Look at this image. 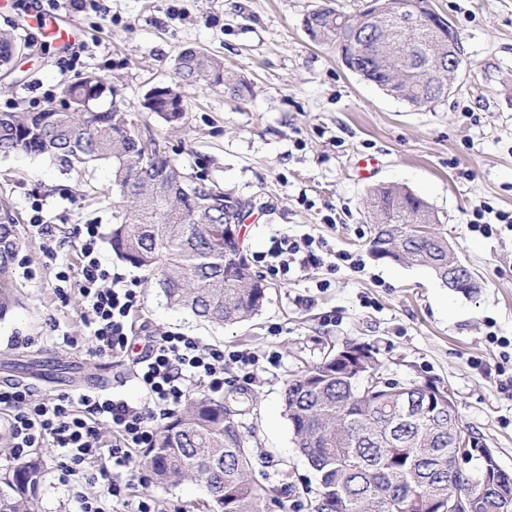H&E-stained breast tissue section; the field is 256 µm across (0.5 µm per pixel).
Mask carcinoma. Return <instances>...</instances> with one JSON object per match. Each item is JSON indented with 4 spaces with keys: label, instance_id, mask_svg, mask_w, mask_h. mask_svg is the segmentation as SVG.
<instances>
[{
    "label": "carcinoma",
    "instance_id": "1",
    "mask_svg": "<svg viewBox=\"0 0 512 512\" xmlns=\"http://www.w3.org/2000/svg\"><path fill=\"white\" fill-rule=\"evenodd\" d=\"M388 0L372 28L363 29L371 56L342 36V30L368 14L348 15L319 6L305 18L308 35L333 43L344 65L383 90L399 91L412 106L429 107L448 96V85L425 68L427 54L448 59V38L430 0H418L420 22L403 27ZM18 42L0 32V67L14 59ZM181 83L206 82L243 96L242 80L224 70V61L189 48L175 60ZM102 86L84 79L65 88L60 105L47 101L36 112H0V154L48 155L70 170L110 165L112 187L120 199L111 245L131 266L160 275L167 304L217 325L238 322L259 311L266 286L252 272L241 246L224 240V209L189 192L198 177L172 163L157 150L144 153L131 113L117 103L91 106ZM142 108L171 127L186 122L187 106L170 85L153 87ZM366 208L377 222L414 224L426 201L392 185L370 192ZM15 217L0 201V317L15 305L13 262L19 248ZM371 251L394 261L425 266L448 274V240L440 229L405 241L375 236ZM380 372L372 348L362 344L351 357H333L288 381L285 405L296 445L320 473L312 512H436L435 502L453 492L468 499L469 512H499L512 497V474L500 471L486 486L466 483L448 487V464L458 448L448 443V410L424 405L420 390L417 414L399 416L402 396L390 383L374 398L363 393L365 366ZM141 463L162 487L184 480L204 484L206 512H260L264 489L250 477L252 462L246 440L222 402L197 398L171 417L155 444L142 450ZM44 477L43 457L35 453L0 475V512H37Z\"/></svg>",
    "mask_w": 512,
    "mask_h": 512
}]
</instances>
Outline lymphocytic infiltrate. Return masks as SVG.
Instances as JSON below:
<instances>
[{
    "instance_id": "obj_1",
    "label": "lymphocytic infiltrate",
    "mask_w": 512,
    "mask_h": 512,
    "mask_svg": "<svg viewBox=\"0 0 512 512\" xmlns=\"http://www.w3.org/2000/svg\"><path fill=\"white\" fill-rule=\"evenodd\" d=\"M75 236L80 262L60 270L58 278L72 283L81 295L88 338L96 351L131 357L146 402L135 406L101 391L38 400L26 384L0 382V427L8 434L12 456L46 445L58 448V479L66 485L77 476L96 483L97 474L85 469L93 458H108L116 471L135 470L134 449L153 446L164 421L178 412L192 386L223 391L226 360L223 348L179 332L148 337L141 352L132 353L129 332L141 307L138 281L114 274L104 262L99 225H77ZM106 425L112 429L108 442L102 439Z\"/></svg>"
}]
</instances>
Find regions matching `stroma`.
<instances>
[{
	"mask_svg": "<svg viewBox=\"0 0 512 512\" xmlns=\"http://www.w3.org/2000/svg\"><path fill=\"white\" fill-rule=\"evenodd\" d=\"M108 14L77 12L67 0H0V29L24 45L11 71L0 70V112L36 111L62 102L65 88L87 73L107 86L94 105L120 96L142 135L176 165L252 200L240 242L267 286L261 310L217 327L167 306L158 277L131 267L108 236L117 208L111 171L87 174L58 161L17 152L0 156V198L18 219L14 261L18 303L0 319V381L30 385L37 395L88 391L111 377L108 391L144 402L128 362L86 341L84 302L76 289L59 292L61 264L77 263L80 224H98L101 251L113 272L137 278V336L180 332L225 351L254 354L251 380L238 363L224 366L217 400L236 411L253 454V479L270 494L264 512H307L318 475L294 444L284 393L289 380L349 343L373 348L386 378L447 390L461 424L512 472V224L492 235L471 231L482 203L512 211V0H431L458 32L466 64L448 98L414 108L347 70L335 45L313 42L305 16L327 4L357 13L363 0H101ZM75 29L79 42L59 48L50 28L30 25L32 9ZM187 47L223 57L250 87L246 101L203 83L180 86L188 105L184 129L170 131L141 112L154 86L175 83L173 65ZM373 159L360 176V159ZM396 184L423 198L441 230L480 286L449 290L425 267L375 258L366 199ZM55 231L57 261H49L30 231L34 214ZM312 250L315 264L293 260L269 274L262 258L275 240ZM352 255L357 267L344 262ZM80 337L79 347L62 342ZM58 449L45 451L39 512H77L59 483ZM107 512H138L145 495L162 512H205L197 482L163 488L137 468L122 499L103 483L85 486Z\"/></svg>",
	"mask_w": 512,
	"mask_h": 512,
	"instance_id": "obj_1",
	"label": "stroma"
}]
</instances>
